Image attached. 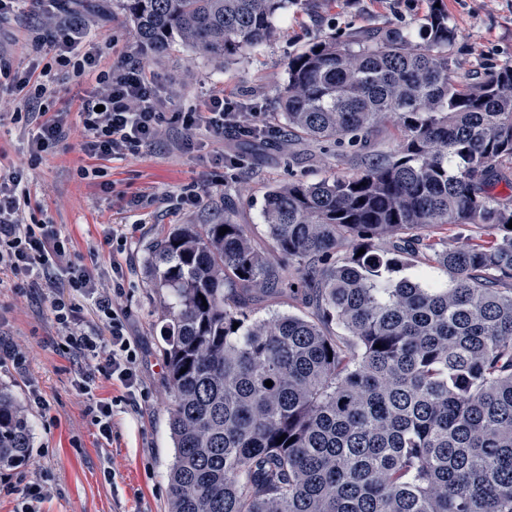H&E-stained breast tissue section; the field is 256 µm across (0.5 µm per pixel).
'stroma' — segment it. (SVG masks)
I'll list each match as a JSON object with an SVG mask.
<instances>
[{"mask_svg": "<svg viewBox=\"0 0 512 512\" xmlns=\"http://www.w3.org/2000/svg\"><path fill=\"white\" fill-rule=\"evenodd\" d=\"M429 0H325L318 15L289 5L275 21L276 35L226 62L215 63L193 47L175 42L163 54L139 43L122 0H65L57 19H82L97 43L103 65L129 54L148 61L167 91L166 109L190 112L208 91L247 99L269 125H285L280 91L290 58L310 43L334 33L357 37L367 29L403 27L419 34ZM454 30L451 52L474 75L512 63V0H442ZM47 28L36 0L0 19V57L25 67L35 38ZM51 111L61 113L67 136L58 148L28 165V135L12 123L23 104L0 93V169L23 167L31 194L32 218L56 224L73 241L76 256L95 258L104 271L120 263L125 278L112 299L123 312L136 349L137 407L120 401L118 383L97 378L91 389L79 385L81 363L66 351L48 298L15 294L10 273L0 274V351L27 352L24 366L0 360V385L11 388L27 412L33 446L25 463L0 466V512H21L24 486L39 483L50 493L36 512H168V472L175 448L169 427L170 388L161 354L165 321L160 294L146 262L145 245L170 224H220L225 216L250 225L257 245L267 246L264 197L268 188L292 179L317 182L338 169L353 171L362 159L349 155L337 167L334 150L316 142L268 140L259 152L247 151L232 131L217 138L205 129L186 146L180 123L165 120L160 139L124 160H97L80 149L78 115L86 87L58 72ZM103 168L98 177L83 169ZM202 196L194 208L180 205L187 190ZM139 223L124 251L114 252L103 238L113 225ZM38 391L47 402L29 399ZM115 400L112 437L102 439L85 413L89 402Z\"/></svg>", "mask_w": 512, "mask_h": 512, "instance_id": "35a3bbf8", "label": "stroma"}]
</instances>
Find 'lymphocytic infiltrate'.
I'll use <instances>...</instances> for the list:
<instances>
[{"instance_id":"lymphocytic-infiltrate-1","label":"lymphocytic infiltrate","mask_w":512,"mask_h":512,"mask_svg":"<svg viewBox=\"0 0 512 512\" xmlns=\"http://www.w3.org/2000/svg\"><path fill=\"white\" fill-rule=\"evenodd\" d=\"M33 51L53 54V64L33 62L20 70L0 58V89L21 96L25 106L11 119L34 127L30 162H38L66 138L63 120L49 113L52 92L46 79L56 66L69 69L74 78L95 81L79 107L85 155L122 160L157 140L166 117L165 97L144 62L126 56L109 69H100L98 48L78 20L51 25ZM173 118L187 131L203 127L216 137L228 130L241 136L268 130L254 107L233 103L219 90L209 93L202 110L177 112ZM30 203L22 169L0 172V270L11 272L19 294L47 291L66 347L100 375L118 381L128 396H135L136 353L101 272L72 261L71 239L53 225L25 223L23 214ZM83 300L93 307L97 325L80 319Z\"/></svg>"}]
</instances>
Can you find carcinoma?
Listing matches in <instances>:
<instances>
[{
    "mask_svg": "<svg viewBox=\"0 0 512 512\" xmlns=\"http://www.w3.org/2000/svg\"><path fill=\"white\" fill-rule=\"evenodd\" d=\"M288 3L124 9L155 52L181 41L226 60L269 40ZM452 40L434 6L418 43L393 27L356 49L308 45L281 91L288 134L336 143L341 163L391 123L395 149L270 188L266 249L228 217L223 235L175 224L147 245L176 448L168 512H512V195L493 192L512 184V65L474 78ZM450 226L469 234L450 244ZM309 290L312 317L257 316L259 295ZM31 439L0 390V463H22Z\"/></svg>",
    "mask_w": 512,
    "mask_h": 512,
    "instance_id": "1",
    "label": "carcinoma"
}]
</instances>
